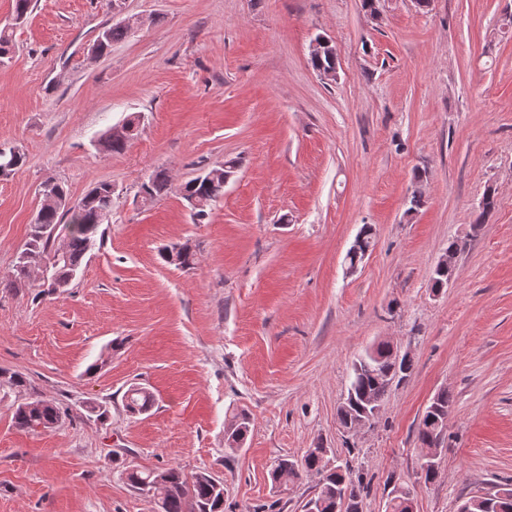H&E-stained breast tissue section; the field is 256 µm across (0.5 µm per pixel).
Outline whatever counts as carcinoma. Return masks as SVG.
<instances>
[{
  "label": "carcinoma",
  "mask_w": 512,
  "mask_h": 512,
  "mask_svg": "<svg viewBox=\"0 0 512 512\" xmlns=\"http://www.w3.org/2000/svg\"><path fill=\"white\" fill-rule=\"evenodd\" d=\"M130 29L121 24H114L103 31L101 52L106 53L112 45L126 39ZM313 69L317 72L337 70L336 53L332 46L325 45L322 52L310 58ZM140 121V116L131 114L123 122L129 130L127 137L115 138L111 131H106L99 140L101 149L110 154L123 152L127 143L133 138V132ZM26 163V155L14 150L0 149V167L8 166L10 171L21 168ZM171 187L169 175L164 170L155 172L142 185L146 197L152 199L166 193ZM183 198L192 196L204 201L208 206L224 195V177L211 179L192 178L179 185ZM112 210V185L100 183L88 191L78 202L77 211L67 215L62 209L39 206L35 223L30 225L28 239L17 259V269L14 277L5 282L0 281V288H23L26 286L24 276L19 266L25 264V256L37 255L53 261L54 282L49 285L42 283L39 294L49 295L62 292L76 278V272L82 266L84 258L102 240L99 236L100 224L98 216L101 211ZM69 217L67 224L68 237L66 238V251L60 255L55 251V237L53 229L59 226L64 217ZM358 248H350L345 260L354 264L357 249L375 245L373 234L365 229L356 239ZM412 369V361L397 360L392 346L381 342L359 357L353 364V373L347 389L346 399L337 410L340 426L348 429V425L360 417V409L373 410L382 406L385 395L394 382L402 380ZM5 379L11 388L19 391L29 390L30 382L18 372H11L0 368V379ZM31 401L17 404L13 412V422L20 431H35L37 429H53L62 423L65 411L57 405L39 401V396L29 394ZM127 413L140 415L146 413L154 403L153 395L143 387L131 386L124 394ZM453 399L448 391L439 392V402L436 410L424 412L417 426V441L422 448L432 445L445 444L448 439L447 420L448 412ZM251 429V418L244 412H236L228 419L224 430L225 443L230 448H241L245 444ZM326 463L323 457L315 450L308 449L301 461L292 460L286 456L277 458L271 468V480L277 479L278 470L285 469L295 479L303 475L315 479V487L320 489L317 495L321 502L319 512H336L337 494L345 495L355 504L361 503L362 494L369 491L371 481L364 474L352 476L347 464L338 465L339 471L329 473L325 470ZM166 478V491L160 512H223L224 499L221 492L215 491L212 483L213 476L198 473L192 479H187L182 471L176 467L162 470ZM155 473L152 470L135 469L127 472V484L142 491V486L152 482Z\"/></svg>",
  "instance_id": "1"
}]
</instances>
